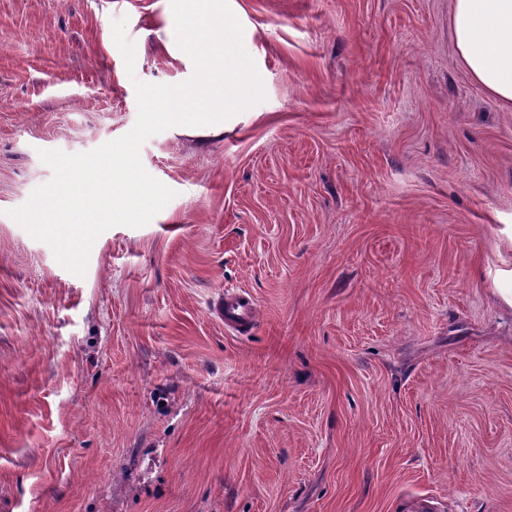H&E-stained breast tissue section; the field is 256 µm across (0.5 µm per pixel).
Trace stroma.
Wrapping results in <instances>:
<instances>
[{
  "label": "stroma",
  "mask_w": 512,
  "mask_h": 512,
  "mask_svg": "<svg viewBox=\"0 0 512 512\" xmlns=\"http://www.w3.org/2000/svg\"><path fill=\"white\" fill-rule=\"evenodd\" d=\"M238 2L246 111L148 138L175 196L80 277L9 215L38 152L122 137L184 68L159 0H0V512H512V108L454 0ZM224 294V323L239 330L252 324L256 316V304L249 294L241 290Z\"/></svg>",
  "instance_id": "1"
}]
</instances>
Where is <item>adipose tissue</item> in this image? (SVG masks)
Wrapping results in <instances>:
<instances>
[{
    "mask_svg": "<svg viewBox=\"0 0 512 512\" xmlns=\"http://www.w3.org/2000/svg\"><path fill=\"white\" fill-rule=\"evenodd\" d=\"M159 46L182 61L189 82L146 90L152 123L199 143L223 138L259 79L253 33L237 0H160ZM452 35L472 78L512 106V0H455Z\"/></svg>",
    "mask_w": 512,
    "mask_h": 512,
    "instance_id": "adipose-tissue-1",
    "label": "adipose tissue"
}]
</instances>
